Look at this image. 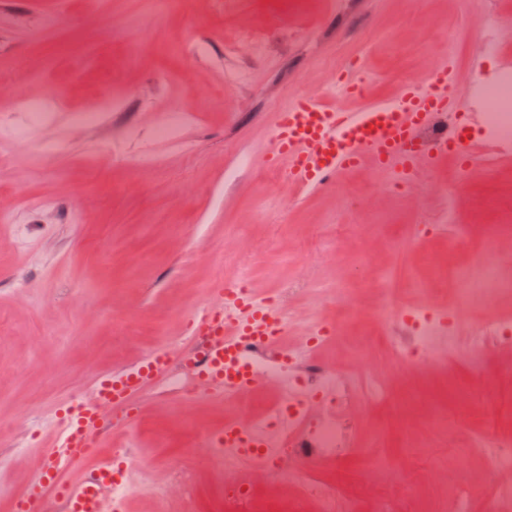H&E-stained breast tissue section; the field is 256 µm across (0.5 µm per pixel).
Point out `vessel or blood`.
Instances as JSON below:
<instances>
[{"label": "vessel or blood", "instance_id": "b4317fda", "mask_svg": "<svg viewBox=\"0 0 512 512\" xmlns=\"http://www.w3.org/2000/svg\"><path fill=\"white\" fill-rule=\"evenodd\" d=\"M455 66L440 60L418 80L405 82L396 97L351 111L317 94L299 97L280 112L272 129L268 166L286 169L296 186H323L341 175L374 162L385 166L401 158L406 171L424 175L448 160L452 139L435 132L428 150L414 147L417 132L443 112L463 106ZM231 317L193 316L191 338L179 355L155 349L136 363L97 379L79 413L57 416L50 439L40 450V464L16 499V512H43L52 499L55 512H125V502L112 497L116 466L94 452L98 440L124 429L136 417L132 398L147 384L165 379L173 366L184 367L202 385L231 394L258 390L260 379L249 352L253 340L270 335L269 313L254 298L238 300ZM241 456L258 455L260 441L250 426L231 422L221 432ZM78 478L64 479L72 464Z\"/></svg>", "mask_w": 512, "mask_h": 512}]
</instances>
